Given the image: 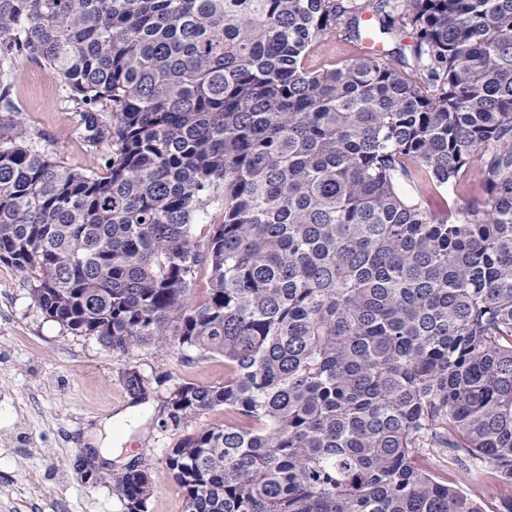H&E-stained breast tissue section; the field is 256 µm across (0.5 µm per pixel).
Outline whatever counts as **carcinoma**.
Wrapping results in <instances>:
<instances>
[{"label": "carcinoma", "instance_id": "obj_1", "mask_svg": "<svg viewBox=\"0 0 512 512\" xmlns=\"http://www.w3.org/2000/svg\"><path fill=\"white\" fill-rule=\"evenodd\" d=\"M337 28L361 54L311 67ZM23 58L112 156L0 119V262L75 335L230 370L166 396L175 428L224 410L163 459L184 512L493 507L462 481L512 483V0H0V73ZM109 483L149 512L147 470Z\"/></svg>", "mask_w": 512, "mask_h": 512}]
</instances>
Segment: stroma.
Listing matches in <instances>:
<instances>
[{
	"instance_id": "1",
	"label": "stroma",
	"mask_w": 512,
	"mask_h": 512,
	"mask_svg": "<svg viewBox=\"0 0 512 512\" xmlns=\"http://www.w3.org/2000/svg\"><path fill=\"white\" fill-rule=\"evenodd\" d=\"M4 85L14 110L1 118L66 166L100 168L110 147L86 146L78 113L42 65L18 60ZM129 368L148 380L149 395L138 417L117 423L132 403L122 380ZM228 376L220 357L148 346L121 355L73 335L42 312L24 274L0 262V512H125L108 476L133 464L151 474L149 512H184L163 463L182 432L167 426L163 400L182 382L217 386ZM106 438L122 442L118 459L100 458L96 442Z\"/></svg>"
}]
</instances>
